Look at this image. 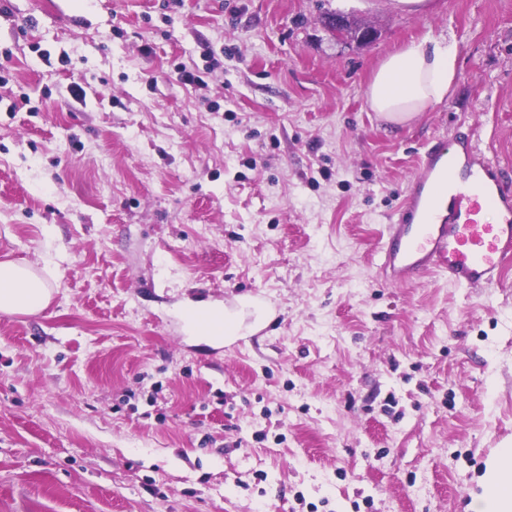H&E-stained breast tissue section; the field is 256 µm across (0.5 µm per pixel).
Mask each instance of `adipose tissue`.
I'll use <instances>...</instances> for the list:
<instances>
[{
  "label": "adipose tissue",
  "mask_w": 512,
  "mask_h": 512,
  "mask_svg": "<svg viewBox=\"0 0 512 512\" xmlns=\"http://www.w3.org/2000/svg\"><path fill=\"white\" fill-rule=\"evenodd\" d=\"M454 38L427 37L388 55L367 89L371 111L386 121L405 124L443 101L456 77ZM50 300L48 284L29 266L0 261V312L35 313ZM469 512H512V448L490 457Z\"/></svg>",
  "instance_id": "ef3b65f1"
}]
</instances>
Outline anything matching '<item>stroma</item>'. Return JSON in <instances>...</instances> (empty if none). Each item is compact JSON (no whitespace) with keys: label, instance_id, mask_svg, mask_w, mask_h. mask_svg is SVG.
Segmentation results:
<instances>
[{"label":"stroma","instance_id":"stroma-1","mask_svg":"<svg viewBox=\"0 0 512 512\" xmlns=\"http://www.w3.org/2000/svg\"><path fill=\"white\" fill-rule=\"evenodd\" d=\"M448 36L442 102L370 110L389 54ZM469 130L512 185V0H0V260L52 289L0 313V512H468L512 447V262L377 264Z\"/></svg>","mask_w":512,"mask_h":512}]
</instances>
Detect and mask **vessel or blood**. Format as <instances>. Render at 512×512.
<instances>
[{
	"instance_id": "obj_1",
	"label": "vessel or blood",
	"mask_w": 512,
	"mask_h": 512,
	"mask_svg": "<svg viewBox=\"0 0 512 512\" xmlns=\"http://www.w3.org/2000/svg\"><path fill=\"white\" fill-rule=\"evenodd\" d=\"M499 219H482L485 210ZM380 273L392 284L416 281L431 269L467 288L498 284L512 259V189L505 170L472 135L425 149L380 249Z\"/></svg>"
}]
</instances>
